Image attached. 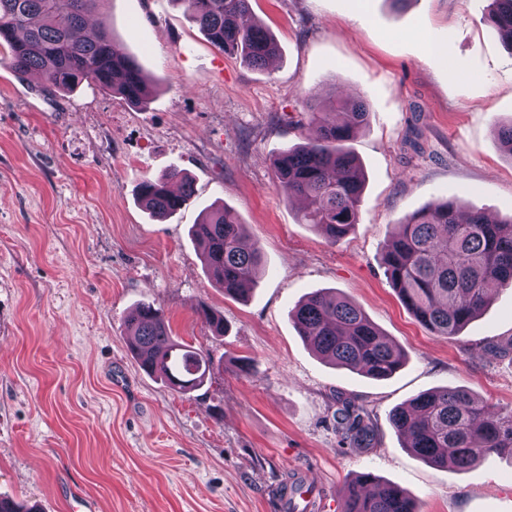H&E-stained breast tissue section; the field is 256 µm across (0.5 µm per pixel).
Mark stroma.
Instances as JSON below:
<instances>
[{
  "instance_id": "1",
  "label": "stroma",
  "mask_w": 512,
  "mask_h": 512,
  "mask_svg": "<svg viewBox=\"0 0 512 512\" xmlns=\"http://www.w3.org/2000/svg\"><path fill=\"white\" fill-rule=\"evenodd\" d=\"M491 0H252L279 45L256 69L214 48L182 0H103L98 17L153 86L147 108L84 83L47 94L0 63V496L70 512H282L280 485L317 479L337 512L368 472L411 492L418 512H512V455L468 470L406 448L391 411L438 387L512 410V288L494 291L460 336L417 322L387 279L383 246L437 200L512 217V50ZM359 96L350 142L366 174L357 224L337 243L299 223L273 162L300 143L311 94ZM183 170L189 204L155 220L136 192ZM223 204L262 251L243 298L206 272L190 229ZM333 291L405 353L373 380L322 361L289 310ZM146 302L207 354L182 395L147 375L126 318ZM220 312L212 335L200 308ZM248 370H241V362ZM364 408L371 447L343 445L342 402Z\"/></svg>"
}]
</instances>
